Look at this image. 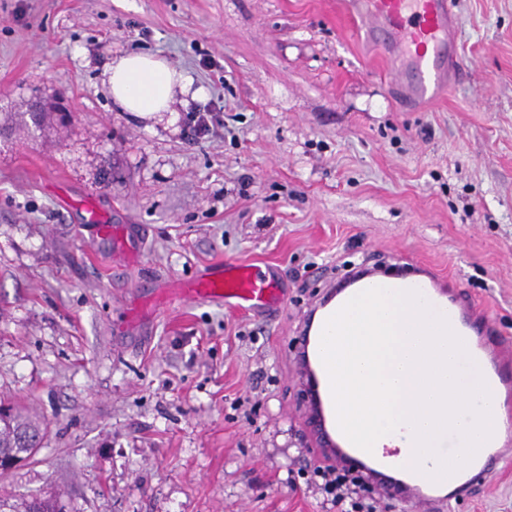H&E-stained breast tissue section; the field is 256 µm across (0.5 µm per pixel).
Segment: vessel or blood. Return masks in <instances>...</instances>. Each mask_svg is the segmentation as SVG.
Returning <instances> with one entry per match:
<instances>
[{
  "label": "vessel or blood",
  "mask_w": 512,
  "mask_h": 512,
  "mask_svg": "<svg viewBox=\"0 0 512 512\" xmlns=\"http://www.w3.org/2000/svg\"><path fill=\"white\" fill-rule=\"evenodd\" d=\"M348 15L363 21L365 33L383 31L397 66H410L411 77L404 82L407 94L422 101L436 98L445 84H456L461 77L453 51L457 27L452 0H348ZM179 297L210 302L221 301L248 310L280 307L283 296L276 282L253 264L223 260L214 273H205L175 288ZM432 294L448 308L452 329L469 338L470 354L485 373L494 395L512 393V349L502 340H490L488 320L478 314L470 298L458 290L433 289ZM317 335L304 331L297 343V373L316 393L305 419L322 455L336 464L364 473L394 498L413 499L443 512L448 503L439 486L427 482L424 473L397 479L386 471L395 450L379 452L358 448L338 426L330 380L320 354ZM506 445L499 436L483 443L458 476L455 490L466 494L492 473L503 457Z\"/></svg>",
  "instance_id": "vessel-or-blood-1"
}]
</instances>
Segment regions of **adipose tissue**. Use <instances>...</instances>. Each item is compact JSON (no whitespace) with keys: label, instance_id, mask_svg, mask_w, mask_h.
I'll list each match as a JSON object with an SVG mask.
<instances>
[{"label":"adipose tissue","instance_id":"adipose-tissue-1","mask_svg":"<svg viewBox=\"0 0 512 512\" xmlns=\"http://www.w3.org/2000/svg\"><path fill=\"white\" fill-rule=\"evenodd\" d=\"M192 81L155 55L129 53L112 60L107 88L123 111L139 115L166 112L175 93H189Z\"/></svg>","mask_w":512,"mask_h":512}]
</instances>
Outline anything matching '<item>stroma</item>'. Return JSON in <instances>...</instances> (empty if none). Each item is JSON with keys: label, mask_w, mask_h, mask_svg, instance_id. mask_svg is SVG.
Returning <instances> with one entry per match:
<instances>
[{"label": "stroma", "mask_w": 512, "mask_h": 512, "mask_svg": "<svg viewBox=\"0 0 512 512\" xmlns=\"http://www.w3.org/2000/svg\"><path fill=\"white\" fill-rule=\"evenodd\" d=\"M454 2L464 76L412 109L341 0H0V399L48 424L0 487L70 512H334L294 374L306 307L354 266L428 268L512 340V0ZM128 53L203 95L121 111L105 71ZM221 259L285 306L173 297L133 321ZM449 507L512 512V448Z\"/></svg>", "instance_id": "35a3bbf8"}]
</instances>
